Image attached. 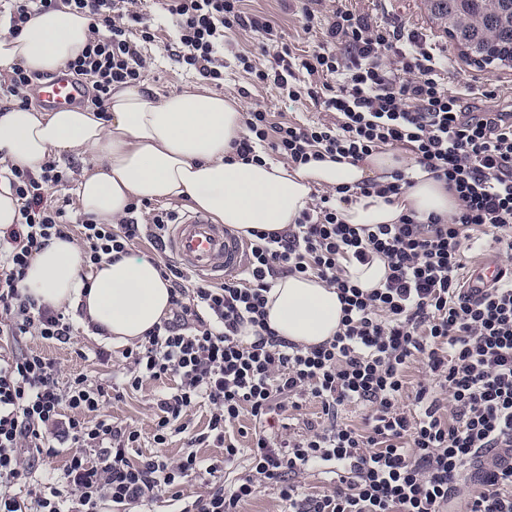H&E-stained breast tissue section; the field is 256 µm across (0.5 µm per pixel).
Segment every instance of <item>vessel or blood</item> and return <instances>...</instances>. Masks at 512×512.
<instances>
[{"label":"vessel or blood","mask_w":512,"mask_h":512,"mask_svg":"<svg viewBox=\"0 0 512 512\" xmlns=\"http://www.w3.org/2000/svg\"><path fill=\"white\" fill-rule=\"evenodd\" d=\"M32 93L43 108L59 110L81 104L85 89L62 70L33 86ZM165 250L186 271L198 276H223L240 267L246 245L224 225L185 211L176 214L170 224ZM500 273L499 262L487 258L470 272L467 286L474 293L491 287Z\"/></svg>","instance_id":"1"}]
</instances>
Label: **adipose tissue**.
<instances>
[{
    "mask_svg": "<svg viewBox=\"0 0 512 512\" xmlns=\"http://www.w3.org/2000/svg\"><path fill=\"white\" fill-rule=\"evenodd\" d=\"M89 20L69 10L33 16L19 35L0 26V70L22 64L28 71L64 69L84 49ZM107 117L92 107L42 112L12 107L0 113V158L38 169L47 155H89L95 170L75 190L81 212L105 224L126 217L132 201H167L180 196L216 223L239 233H283L311 201L314 187L357 190L403 168V150H382L365 161L330 159L298 168L264 158L232 157L230 144L244 132L242 108L233 98L185 91L162 98L139 84L113 90ZM461 203L444 181L418 171L394 202L371 195L340 204L348 224H396L402 216L459 212ZM24 291L57 309L82 310V323L101 329L100 340L128 343L165 318L169 284L155 261L121 254L83 270L75 241L52 239L31 260ZM343 305L335 289L313 276L279 279L268 295V323L287 340L322 344L340 329Z\"/></svg>",
    "mask_w": 512,
    "mask_h": 512,
    "instance_id": "ef3b65f1",
    "label": "adipose tissue"
}]
</instances>
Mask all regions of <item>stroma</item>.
Returning <instances> with one entry per match:
<instances>
[{
    "label": "stroma",
    "mask_w": 512,
    "mask_h": 512,
    "mask_svg": "<svg viewBox=\"0 0 512 512\" xmlns=\"http://www.w3.org/2000/svg\"><path fill=\"white\" fill-rule=\"evenodd\" d=\"M353 11L368 14L385 21H396L426 34L430 41L448 51V69L444 73L445 83L451 89L462 90L471 86L472 93L465 101L474 111L486 109H502L512 105V69H499L492 66H481L463 59L457 46L437 26L429 22L422 0H347ZM148 10L155 18L158 27L157 39L152 43L142 44L141 50L146 60V68L142 83L152 96L161 98L172 93L187 89L211 91V84L198 74L183 70L170 57L167 46L174 38V25L171 17L164 9L162 0H149ZM243 10L251 15H260L274 23L282 32L286 43L298 56L318 50L320 37L318 33L306 32L300 17L297 0H243ZM263 36L258 32L240 34L224 44V86L220 95L238 98L240 89L250 88L252 99L260 101L272 114L273 121H296L307 123L318 120H332L333 115L316 109L310 102L291 103L283 99L277 88L267 86L251 89L250 81L235 57L238 53H252L257 64H267L268 58L263 55L260 46ZM494 88L495 98L487 99L482 95L484 87ZM107 349L112 358L103 363L96 359L98 349ZM38 350L55 360L60 368L61 377L73 373H84L90 378L111 384L123 381L124 360L122 347L118 344H103L87 335L83 327L75 329L72 343H43L38 339L26 336L15 346L16 352ZM84 350V357H77V350ZM174 380L150 382L142 389L131 392L118 401L107 404L100 412L101 417L117 422L131 424L140 432L137 448L131 449L132 460H140L144 456L159 455L171 460H178L186 451V443L190 434L204 430L207 413L198 409L193 416L189 433H181L171 437L161 447L153 442L152 406L155 400L168 393L174 387Z\"/></svg>",
    "instance_id": "stroma-1"
}]
</instances>
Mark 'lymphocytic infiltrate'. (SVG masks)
Here are the masks:
<instances>
[{
	"mask_svg": "<svg viewBox=\"0 0 512 512\" xmlns=\"http://www.w3.org/2000/svg\"><path fill=\"white\" fill-rule=\"evenodd\" d=\"M10 34L34 15L69 9L89 20V39L67 65L87 99L105 112L112 90L143 78L139 43L156 29L139 0H8ZM242 0H165L175 27L173 54L185 69L215 87L224 85V39L238 31L263 33L273 50L270 67L245 54L237 61L253 87L275 86L289 101L310 100L331 121L276 122L258 102L244 114L245 134L234 155L273 152L300 167L325 156L358 162L387 148L409 150L416 166L446 180L461 208L442 218L403 216L396 224L352 225L326 192L282 234L253 231L246 263L216 284L193 279L176 263L158 266L170 284V312L127 347L124 386L171 378L172 391L153 406L154 441L186 432L196 407L207 406L205 431L172 461L151 456L132 462L138 430L109 419L90 421L107 401L99 382L79 373L60 381L56 362L38 351L0 358V512H148L160 495L181 498L180 487L210 476L207 495L181 512H240L266 485L276 487L286 512H512V271L471 293L460 284L478 228H488L499 252L512 256V111H472L439 72L442 50L426 36L340 5L329 16L303 7L305 30L321 33L318 49L293 61L267 19L246 14ZM305 77H297V70ZM10 185L21 220L0 236V342L34 336L68 343V315L24 294L31 259L51 239L79 233L85 266L128 252L138 240L161 246L173 215L139 223L138 204L117 224L72 220L69 199L51 196L68 180L46 158L39 171L11 167ZM386 259L380 287L354 285L346 265ZM288 275L313 276L336 289L343 304L333 339L314 347L280 338L267 322V295ZM423 359L429 378L407 392L405 372ZM411 394L412 408L399 401ZM317 402L319 420L284 438L263 427L272 414ZM364 409V425L343 423L346 407ZM258 423L247 450L229 434L242 413ZM215 443L224 462L239 453L250 473L225 488L223 464L202 465L196 447ZM68 449L58 486L30 478L60 449ZM333 467L326 492L308 495L301 476ZM477 481H469L468 471ZM27 483L26 494L15 487Z\"/></svg>",
	"mask_w": 512,
	"mask_h": 512,
	"instance_id": "f902f5d3",
	"label": "lymphocytic infiltrate"
}]
</instances>
